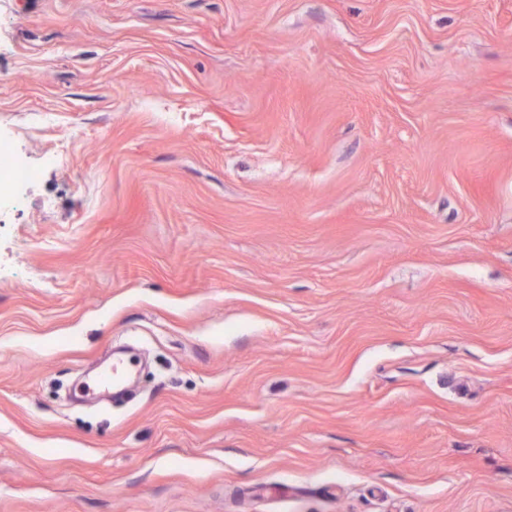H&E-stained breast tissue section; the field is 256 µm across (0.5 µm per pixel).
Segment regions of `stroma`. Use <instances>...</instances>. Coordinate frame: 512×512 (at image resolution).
I'll return each instance as SVG.
<instances>
[{"mask_svg":"<svg viewBox=\"0 0 512 512\" xmlns=\"http://www.w3.org/2000/svg\"><path fill=\"white\" fill-rule=\"evenodd\" d=\"M0 141V512H512V0H0ZM0 165L8 170V178L3 182L13 186H22L29 181V167L18 164L8 146L0 142Z\"/></svg>","mask_w":512,"mask_h":512,"instance_id":"1","label":"stroma"}]
</instances>
